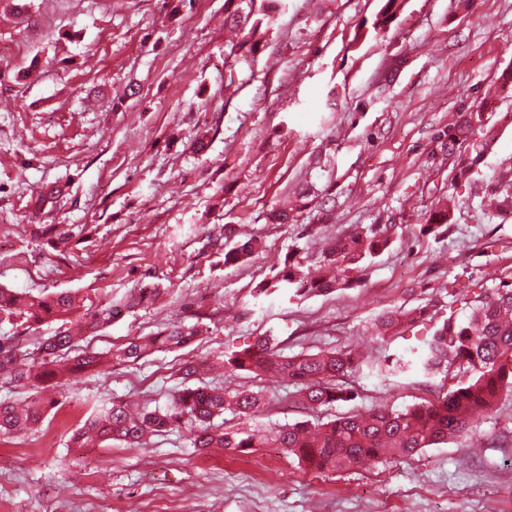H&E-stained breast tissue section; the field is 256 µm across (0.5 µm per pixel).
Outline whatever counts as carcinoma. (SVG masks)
I'll use <instances>...</instances> for the list:
<instances>
[{"label":"carcinoma","instance_id":"cac0c4a2","mask_svg":"<svg viewBox=\"0 0 512 512\" xmlns=\"http://www.w3.org/2000/svg\"><path fill=\"white\" fill-rule=\"evenodd\" d=\"M383 6L372 22L375 32L387 29L395 19L402 0H382ZM254 0H225L224 21L235 26L251 23ZM437 147L454 159L458 177H471L488 152L493 137L484 109L471 107L457 121L436 135ZM498 204L495 215L512 214V165L499 173L491 188ZM453 214L446 204L426 211L420 231L435 236L448 230ZM224 264L235 265L250 258L260 248L255 237L236 238L234 228L225 226ZM391 244L390 228L363 227L326 243L318 263L323 274L311 277L303 258L288 253L284 267L258 285L259 293L273 294L285 288L293 296L330 292L349 282V274L359 271ZM154 288H139L115 303L87 308L81 321L86 330L97 333L122 314L151 302ZM469 313L464 320L449 315L429 330L430 339L420 357L427 375L444 372L459 378L456 386L432 402L426 400L404 410L377 409L368 414L349 415L266 428L227 429L220 422L229 411L253 420L269 403L266 390L226 392L207 386H185L172 396L162 410L132 414L121 401L93 411L71 438V446H110L119 442L140 447L145 440L174 428L188 427L194 448H222L245 453L253 448H281L298 463L321 471L336 472L369 463L378 458L411 460L425 448L446 445L468 438L477 427L475 416L493 410L502 395L512 392V285L502 284L491 294L478 293L473 299L460 298ZM79 308L77 296L51 292L22 296L0 287V319L31 327L46 320L60 322L54 335L33 351L20 344L0 341V378L23 388L48 379L68 381L77 374L104 364H136L161 346L183 348L195 336L194 328L172 325L154 336H137L115 352L100 353L85 348L72 352L73 336L67 324ZM425 314L421 308L409 313L391 311L374 323L377 335L390 334L404 323H414ZM224 364L235 371L256 376L272 373L297 386L299 403L317 410L352 399V388L344 378L360 371L362 362L350 350L318 351L288 356L277 348L274 338L261 337L255 343L223 356ZM413 368L403 357L388 358L373 366L384 378L399 376ZM45 413L38 399L25 403L0 400V436H11L38 424Z\"/></svg>","mask_w":512,"mask_h":512}]
</instances>
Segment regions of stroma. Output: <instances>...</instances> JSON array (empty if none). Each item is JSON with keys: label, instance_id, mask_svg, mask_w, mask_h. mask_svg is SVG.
<instances>
[{"label": "stroma", "instance_id": "stroma-1", "mask_svg": "<svg viewBox=\"0 0 512 512\" xmlns=\"http://www.w3.org/2000/svg\"><path fill=\"white\" fill-rule=\"evenodd\" d=\"M0 0V287L69 291L105 304L132 289L155 300L120 317L89 348L116 349L173 324L196 327L184 348L134 365L104 366L36 392L0 381V399L53 400L32 434L0 438V512H512V394L472 438L339 472L297 464L278 448H193L180 429L142 448H73L93 409L118 399L164 408L184 361L208 363L270 336L279 349H355L368 365L355 397L322 418L434 400L447 378L382 379L371 361L426 346L417 325L379 338L387 311L426 308L465 318L451 285L492 289L512 272V215L490 217L499 169L512 165V96L493 84L512 65V0H404L388 32L355 41L381 0H280L255 38L224 26V0ZM137 95L126 96L128 87ZM483 106L495 140L477 173L456 187L454 224L422 235L420 217L447 196L434 161L437 130ZM210 142L194 153L198 133ZM60 183L43 209L31 198ZM330 194L332 212L297 222L267 214L297 187ZM32 224L71 229L63 251L31 238ZM261 250L224 264V227ZM391 228V245L350 287L292 299L256 290L289 250L315 259L324 244L365 225ZM202 384L269 389L259 425L308 419L296 388L243 372L201 371Z\"/></svg>", "mask_w": 512, "mask_h": 512}]
</instances>
